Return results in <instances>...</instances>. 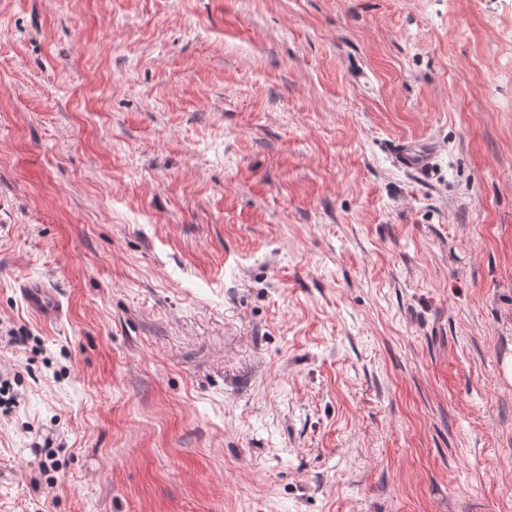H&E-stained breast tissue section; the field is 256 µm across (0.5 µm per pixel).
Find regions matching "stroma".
Returning a JSON list of instances; mask_svg holds the SVG:
<instances>
[{
    "mask_svg": "<svg viewBox=\"0 0 512 512\" xmlns=\"http://www.w3.org/2000/svg\"><path fill=\"white\" fill-rule=\"evenodd\" d=\"M508 357L512 0H0V512H512ZM22 295L28 307L38 315L49 318L57 314L59 302L48 288L25 284Z\"/></svg>",
    "mask_w": 512,
    "mask_h": 512,
    "instance_id": "obj_1",
    "label": "stroma"
}]
</instances>
